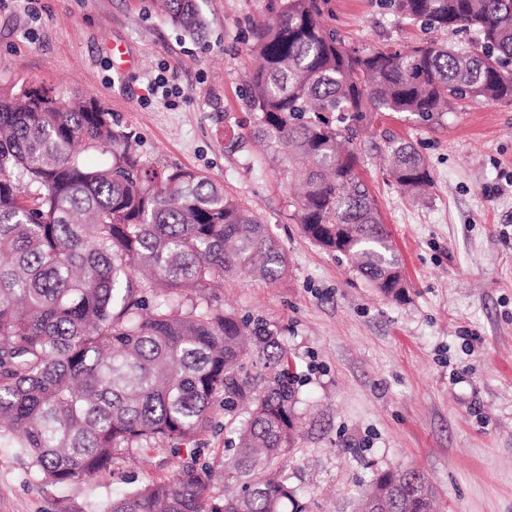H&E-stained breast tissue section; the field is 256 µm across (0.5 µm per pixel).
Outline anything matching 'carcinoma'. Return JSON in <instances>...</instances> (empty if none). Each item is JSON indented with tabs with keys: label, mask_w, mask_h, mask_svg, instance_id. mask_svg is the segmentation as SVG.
Returning a JSON list of instances; mask_svg holds the SVG:
<instances>
[{
	"label": "carcinoma",
	"mask_w": 512,
	"mask_h": 512,
	"mask_svg": "<svg viewBox=\"0 0 512 512\" xmlns=\"http://www.w3.org/2000/svg\"><path fill=\"white\" fill-rule=\"evenodd\" d=\"M156 2L187 36L203 32L195 0ZM330 2L277 0L255 27L244 99L283 172L305 162L293 212L304 234L398 299L403 267L356 172L357 138L384 112L436 122L464 100L511 103L512 0H384L425 31L473 33L464 47L351 46L328 23ZM380 137L388 178L421 195L427 159ZM92 153L107 159L93 165ZM0 255V445L41 480L90 483L134 448L175 458L172 476L104 512H306L284 465L298 430L292 363L273 333L224 309L215 280L276 282L288 255L223 185L149 164L92 99L0 92ZM239 410L224 455L178 458L219 412ZM356 512H434V496L417 470H383Z\"/></svg>",
	"instance_id": "obj_1"
}]
</instances>
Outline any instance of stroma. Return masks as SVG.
Returning a JSON list of instances; mask_svg holds the SVG:
<instances>
[{"label": "stroma", "instance_id": "35a3bbf8", "mask_svg": "<svg viewBox=\"0 0 512 512\" xmlns=\"http://www.w3.org/2000/svg\"><path fill=\"white\" fill-rule=\"evenodd\" d=\"M197 6L205 30L192 39L153 0H0V89L94 99L135 135L143 159L204 172L279 238L283 278L241 273L220 294L296 364L299 432L287 468L308 512H354L374 472L399 466L424 473L438 512H512V105L470 103L433 124L381 118L430 164L434 185L421 201L388 180L384 142L360 136V175L404 267L406 293L391 300L305 236L275 151L248 135L249 40L271 0ZM331 7L355 44L472 38L424 33L379 0ZM114 43L129 67L113 64ZM170 474V463L124 450L95 484L54 485L0 447V512H101Z\"/></svg>", "mask_w": 512, "mask_h": 512}]
</instances>
